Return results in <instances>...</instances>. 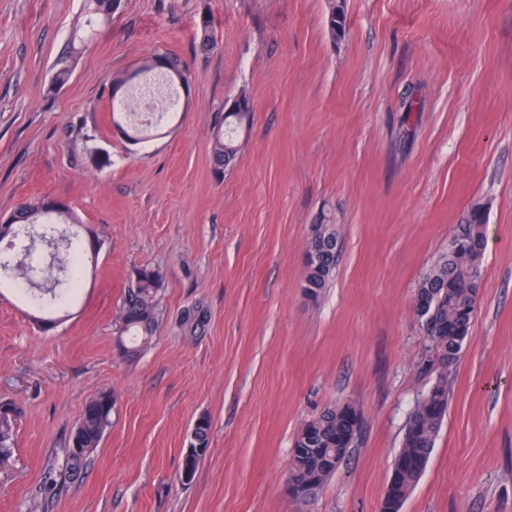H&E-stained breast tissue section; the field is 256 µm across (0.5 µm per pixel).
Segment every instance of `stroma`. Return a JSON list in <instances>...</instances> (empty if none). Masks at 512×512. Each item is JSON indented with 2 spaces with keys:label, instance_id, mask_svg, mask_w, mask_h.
<instances>
[{
  "label": "stroma",
  "instance_id": "obj_1",
  "mask_svg": "<svg viewBox=\"0 0 512 512\" xmlns=\"http://www.w3.org/2000/svg\"><path fill=\"white\" fill-rule=\"evenodd\" d=\"M344 10L335 40L328 0H120L94 28L84 0H0V215L66 202L82 243L99 248L52 329L0 297V397L20 412L0 512H380L408 416L436 377L415 293L475 206L487 219L480 295L401 512H512V0ZM76 31L71 78L52 88ZM165 52L183 61L188 91L158 136L130 144L112 123V78ZM242 92L251 120L218 178L213 117ZM325 212L341 251L313 302L304 260ZM147 263L164 272L165 315L127 358L115 320ZM192 304L208 316L195 337L178 320ZM107 388L118 404L87 469L44 495L85 402ZM344 402L360 414L347 458L314 498L291 497L298 430ZM202 416L210 447L184 484Z\"/></svg>",
  "mask_w": 512,
  "mask_h": 512
}]
</instances>
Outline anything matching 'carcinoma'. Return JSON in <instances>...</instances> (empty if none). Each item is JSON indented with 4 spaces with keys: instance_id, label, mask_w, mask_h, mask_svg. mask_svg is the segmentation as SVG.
I'll list each match as a JSON object with an SVG mask.
<instances>
[{
    "instance_id": "1",
    "label": "carcinoma",
    "mask_w": 512,
    "mask_h": 512,
    "mask_svg": "<svg viewBox=\"0 0 512 512\" xmlns=\"http://www.w3.org/2000/svg\"><path fill=\"white\" fill-rule=\"evenodd\" d=\"M87 9L96 15L100 23L108 22L114 10V0H85ZM329 32L332 38L345 33V16L337 0H330ZM167 63L168 71L183 75L185 67L181 59L173 54H157L134 73H127L113 82L112 91L134 84L135 74H148L159 69V62ZM72 75L70 59L60 57L55 63L52 84L65 85ZM228 116L219 112L214 121V140L211 162L214 173L224 175L239 151V145L231 135H224V124ZM54 216L60 223L75 220L67 212H55L49 199L41 198L21 205L13 213V223H0V238H7L15 227L45 225L48 231L56 230L44 219ZM486 218L476 207L471 209L450 241L448 252L443 255L422 277L418 292L433 297L436 317L426 328V336L436 362L426 369L437 368L442 374L457 362L464 340L471 327L476 308V281L480 280V265L486 248ZM52 258L45 268H29L25 276L30 284L41 290L48 301L56 302L66 298L77 285V277L92 257L82 250L73 255H62L59 243L51 239ZM339 234L334 219L322 215L311 225L305 257L304 283L311 288L310 299L318 300L328 288L336 269ZM326 258L316 262L313 251ZM163 271L152 265L137 270L135 281L124 293L116 320L118 338L130 337L131 345H122L123 354L131 357L140 351L154 336L161 317L159 293L163 284ZM201 315L190 316L184 309L180 327L186 336H198L205 332L207 314L202 307H196ZM117 396L110 390H102L91 396L85 403L82 414L68 440L66 458L67 474L75 477L86 470L89 460L99 447L106 430L112 424V413ZM448 411V389L444 380H439L417 403L410 414L406 431L394 460L395 477L388 484L382 501L381 512H399L405 499L423 475L431 458L436 437ZM18 409L10 402L0 401V457H8L14 445V425ZM350 427L349 405H332L322 409L307 420L298 431L291 451L288 479L298 487L307 489V495L314 496L327 479L336 471V462L347 456L348 442L343 436ZM211 424L201 417L195 423L194 440L186 448L179 472L180 481H193L202 458L207 454L210 443Z\"/></svg>"
}]
</instances>
